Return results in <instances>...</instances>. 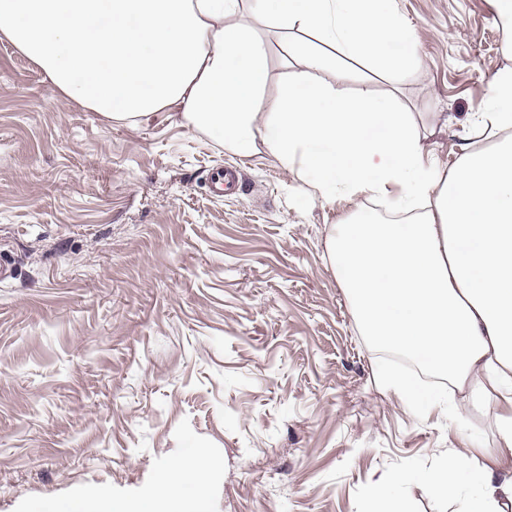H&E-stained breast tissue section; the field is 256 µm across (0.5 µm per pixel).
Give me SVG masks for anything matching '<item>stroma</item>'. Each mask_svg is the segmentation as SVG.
<instances>
[{"label":"stroma","mask_w":512,"mask_h":512,"mask_svg":"<svg viewBox=\"0 0 512 512\" xmlns=\"http://www.w3.org/2000/svg\"><path fill=\"white\" fill-rule=\"evenodd\" d=\"M417 67L394 78L343 61V93L397 90L453 167L512 28L492 0H393ZM266 95L287 76L285 31L257 26ZM447 114V122L437 114ZM233 165L236 194L209 169ZM382 208L321 203L266 152L241 158L159 113L137 128L53 95L0 39V512H43L103 489L157 492L176 458L207 455L208 512H367L375 473L409 512H457L429 483L449 449L499 465L491 409L470 388L423 386L463 408L409 412L381 379L409 373L357 324L328 264L332 225Z\"/></svg>","instance_id":"stroma-1"}]
</instances>
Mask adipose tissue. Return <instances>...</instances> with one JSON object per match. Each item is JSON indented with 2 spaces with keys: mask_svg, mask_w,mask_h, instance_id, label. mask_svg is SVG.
Masks as SVG:
<instances>
[{
  "mask_svg": "<svg viewBox=\"0 0 512 512\" xmlns=\"http://www.w3.org/2000/svg\"><path fill=\"white\" fill-rule=\"evenodd\" d=\"M299 32L285 43L288 79L264 97L265 43L247 23ZM0 37L52 92L134 127L172 109L182 126L248 158L265 147L330 205L384 199L406 223L332 225L327 260L359 326L382 349L414 357L456 385L493 393L503 459H512V69L471 119L491 147L466 148L452 170L426 150L395 92L347 96L321 80L368 56L393 75L417 58L392 0H0ZM452 451L430 476L460 512H500L512 467L476 472ZM206 456L172 462L160 489L134 502L98 490L47 512H205Z\"/></svg>",
  "mask_w": 512,
  "mask_h": 512,
  "instance_id": "1",
  "label": "adipose tissue"
}]
</instances>
